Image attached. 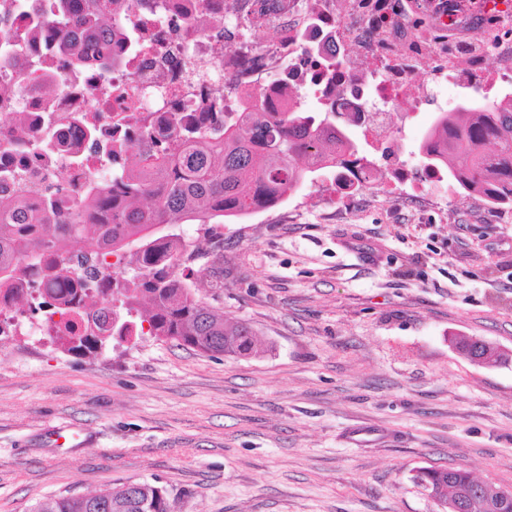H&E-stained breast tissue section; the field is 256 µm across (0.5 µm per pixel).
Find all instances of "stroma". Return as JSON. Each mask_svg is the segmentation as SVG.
Listing matches in <instances>:
<instances>
[{
    "instance_id": "stroma-1",
    "label": "stroma",
    "mask_w": 512,
    "mask_h": 512,
    "mask_svg": "<svg viewBox=\"0 0 512 512\" xmlns=\"http://www.w3.org/2000/svg\"><path fill=\"white\" fill-rule=\"evenodd\" d=\"M330 179L212 226L195 295L259 351L206 355L145 335L76 358L0 335V512L133 480L175 512H439L411 477L468 470L512 489V206L442 185L332 211ZM467 343H458L463 351H467L468 344L471 343L469 357L482 365L496 366L502 363L504 359L512 360V352L498 350L493 344L479 338H471Z\"/></svg>"
}]
</instances>
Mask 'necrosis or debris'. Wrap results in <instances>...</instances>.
I'll return each instance as SVG.
<instances>
[{"mask_svg":"<svg viewBox=\"0 0 512 512\" xmlns=\"http://www.w3.org/2000/svg\"><path fill=\"white\" fill-rule=\"evenodd\" d=\"M209 17L233 35L227 55L215 38L197 29ZM487 40L466 55V67L483 72L488 59L498 69L483 92L512 83V11L488 10ZM124 21L152 53H131L127 43L112 45L120 63L107 73L70 72L63 62L16 73L0 68V167L17 171L0 178V199L12 201L41 224H66L87 207L85 190L111 182L112 170L87 140L79 115L93 113L104 129L138 138L140 120L160 121L176 112L234 115L243 98L263 93L277 110L313 92L336 110L343 126L367 130L383 151L363 149L343 157L332 171V204L344 207L389 182L391 187H436L439 172L388 150L421 104L437 90L456 83L461 69L452 54L470 42L475 26L457 0H348L339 13L336 0H141ZM278 31L260 44L255 34ZM353 46L369 74L360 81L351 60L335 73L322 64L328 45ZM59 128L56 148H44L45 122Z\"/></svg>","mask_w":512,"mask_h":512,"instance_id":"obj_1","label":"necrosis or debris"}]
</instances>
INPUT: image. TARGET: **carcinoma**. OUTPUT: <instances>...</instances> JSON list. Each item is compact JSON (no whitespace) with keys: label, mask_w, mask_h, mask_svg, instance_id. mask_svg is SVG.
<instances>
[{"label":"carcinoma","mask_w":512,"mask_h":512,"mask_svg":"<svg viewBox=\"0 0 512 512\" xmlns=\"http://www.w3.org/2000/svg\"><path fill=\"white\" fill-rule=\"evenodd\" d=\"M123 0H56L51 14L41 0H19L18 11L41 17L30 37L57 39L59 54L73 71L88 66L82 42L112 41ZM143 135L155 148L138 156L135 168L114 184L118 195L103 183L92 186L91 208L105 219L100 224L78 214L72 224L13 222L0 202V287H10L42 274L49 288L27 292L34 313L58 298L65 305L55 328H64L63 349L71 355H90L115 337L106 314L88 306L100 301L125 305L127 320L148 321L150 334L207 354L246 356L257 353L252 331L198 300L184 274L198 256L176 232L156 233L161 225L207 224L219 217H238L270 208L295 191L321 166H336L356 142L336 127V113L267 112L248 106L239 119L208 126L181 124L148 126ZM427 165L448 174L454 186L484 195L493 204L512 205V98L480 109L440 112L423 139ZM91 239L111 254H123L138 272L121 271L94 285L99 254L84 252L80 243ZM57 248L75 251L85 287L62 288L57 262L48 253ZM419 487L430 488L445 512H486V498L462 492L477 482L462 469H421L412 476ZM35 512H171L166 492L154 485L130 481L99 496H70L40 503Z\"/></svg>","instance_id":"carcinoma-1"}]
</instances>
